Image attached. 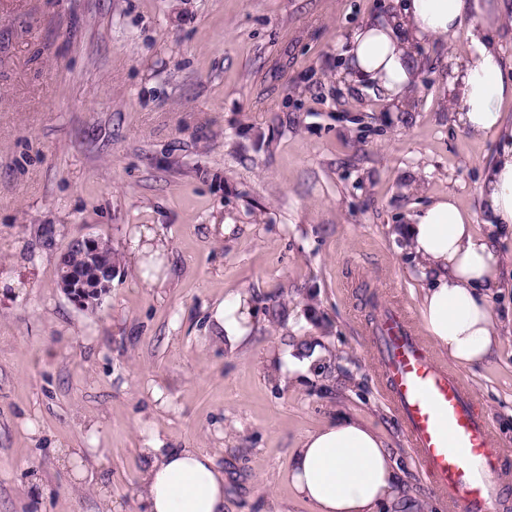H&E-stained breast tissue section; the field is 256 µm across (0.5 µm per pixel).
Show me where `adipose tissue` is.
Returning a JSON list of instances; mask_svg holds the SVG:
<instances>
[{
	"mask_svg": "<svg viewBox=\"0 0 512 512\" xmlns=\"http://www.w3.org/2000/svg\"><path fill=\"white\" fill-rule=\"evenodd\" d=\"M511 14L512 0H396L390 14L356 28L342 53L352 83L371 85L402 106L421 85L418 46L462 34L469 39L468 53L452 60L446 100L469 135L502 141L480 185L481 211L463 208L451 194L422 207L400 229L421 271L424 328L464 369L490 362L499 345L490 299L503 284L506 264L497 239L512 231V124L502 112L512 99V78L493 34ZM478 220L486 234L475 232ZM214 321L220 338L240 344L248 334L245 299H224ZM143 454L146 512H224V472L207 452L154 441ZM289 474L295 495L311 512H379L404 492L385 439L350 417L304 436L289 459Z\"/></svg>",
	"mask_w": 512,
	"mask_h": 512,
	"instance_id": "adipose-tissue-1",
	"label": "adipose tissue"
}]
</instances>
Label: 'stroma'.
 Returning a JSON list of instances; mask_svg holds the SVG:
<instances>
[{
    "label": "stroma",
    "instance_id": "1",
    "mask_svg": "<svg viewBox=\"0 0 512 512\" xmlns=\"http://www.w3.org/2000/svg\"><path fill=\"white\" fill-rule=\"evenodd\" d=\"M392 5L0 0V512H143L154 436L215 458L225 512H310L290 454L343 415L389 442L406 495L384 512H448L369 331L389 304L420 314L396 228L448 193L480 212L494 144L443 104L465 38L419 47L412 111L347 81L339 39ZM88 235L123 263L82 309L58 266ZM237 294L232 348L213 316ZM491 307L500 351L461 376L506 457L493 512H512L511 283ZM278 354L316 364L273 377ZM246 303L242 296L224 299L214 314L217 336L225 338L230 346L239 345L248 335Z\"/></svg>",
    "mask_w": 512,
    "mask_h": 512
}]
</instances>
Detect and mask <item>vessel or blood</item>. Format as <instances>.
Returning a JSON list of instances; mask_svg holds the SVG:
<instances>
[{"mask_svg": "<svg viewBox=\"0 0 512 512\" xmlns=\"http://www.w3.org/2000/svg\"><path fill=\"white\" fill-rule=\"evenodd\" d=\"M376 342L385 394L427 478L450 512H488L490 477L503 457L465 383L435 361L397 310H384Z\"/></svg>", "mask_w": 512, "mask_h": 512, "instance_id": "b4317fda", "label": "vessel or blood"}]
</instances>
